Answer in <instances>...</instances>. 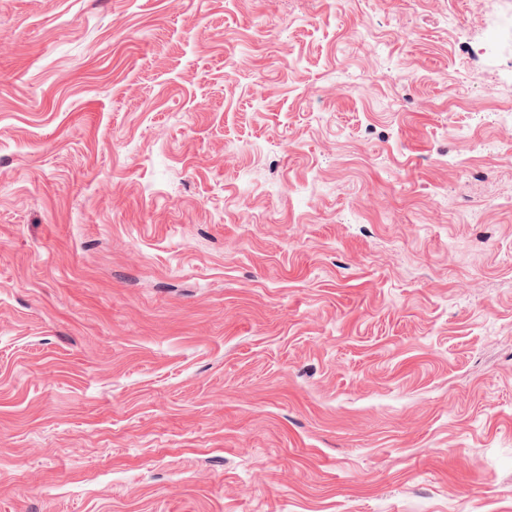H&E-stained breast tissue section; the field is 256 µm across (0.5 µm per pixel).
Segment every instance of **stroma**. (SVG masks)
I'll return each mask as SVG.
<instances>
[{
    "label": "stroma",
    "instance_id": "stroma-1",
    "mask_svg": "<svg viewBox=\"0 0 512 512\" xmlns=\"http://www.w3.org/2000/svg\"><path fill=\"white\" fill-rule=\"evenodd\" d=\"M512 0H0V512H512Z\"/></svg>",
    "mask_w": 512,
    "mask_h": 512
}]
</instances>
